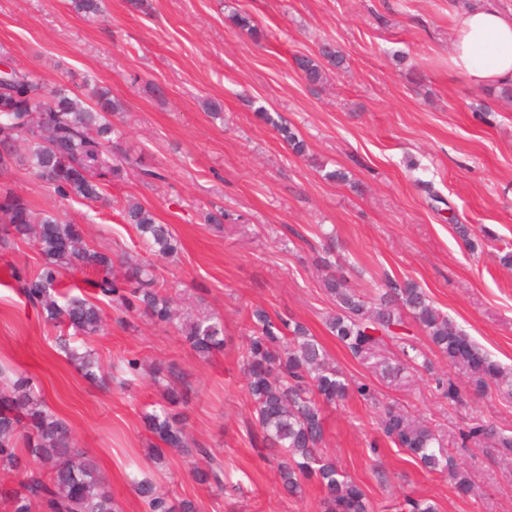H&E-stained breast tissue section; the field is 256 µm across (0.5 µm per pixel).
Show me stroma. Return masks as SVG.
Wrapping results in <instances>:
<instances>
[{
	"instance_id": "1",
	"label": "stroma",
	"mask_w": 512,
	"mask_h": 512,
	"mask_svg": "<svg viewBox=\"0 0 512 512\" xmlns=\"http://www.w3.org/2000/svg\"><path fill=\"white\" fill-rule=\"evenodd\" d=\"M86 19L71 0H0V61L26 69L48 88L110 89L125 109L115 117L132 164L125 180L97 203L64 200L31 171L10 181L33 209L82 225L86 241L112 253L141 254L135 230L107 199L132 197L170 225L181 250L155 260V271L183 283V311L203 307L224 320L226 348L198 358L169 326L109 322L82 339L101 369L135 355L149 366L175 364L186 384L189 438L213 448L241 493L217 495L198 484L187 458L150 459L143 415L161 399L149 373L126 389L83 379L53 342L54 333L10 278L33 269L27 244L0 253V363L30 373L65 419L78 447L92 453L122 512H143L127 474L132 465L163 490L197 501L199 512H322L315 481L286 494L265 458L245 389L240 350L247 312L304 323L352 379L374 384L372 405L350 395L329 407L327 450L364 489L371 512H398L405 497L432 500L438 512H512V456L460 446L473 420L512 430V398L478 394L431 354L433 371L389 382L354 359L324 325L333 301L322 286L326 262L350 285L377 299L386 279L410 280L502 366L512 369V102L499 86L474 87L448 70L460 17L456 0H104ZM252 17L261 38L235 26ZM331 42L347 67L309 85L294 66ZM221 101L224 116L204 107ZM281 113L307 153L295 155L255 111ZM162 168L143 182L139 166ZM341 168L348 183L323 178ZM230 218L223 232L204 221L213 207ZM460 390L449 401L433 375ZM438 430L469 473L476 496H459L447 474L428 472L389 442L379 452L382 406Z\"/></svg>"
}]
</instances>
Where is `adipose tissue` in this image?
<instances>
[{
    "label": "adipose tissue",
    "mask_w": 512,
    "mask_h": 512,
    "mask_svg": "<svg viewBox=\"0 0 512 512\" xmlns=\"http://www.w3.org/2000/svg\"><path fill=\"white\" fill-rule=\"evenodd\" d=\"M448 69L476 87L512 83V12L469 0L454 32Z\"/></svg>",
    "instance_id": "obj_1"
}]
</instances>
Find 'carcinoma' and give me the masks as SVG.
Listing matches in <instances>:
<instances>
[{
  "label": "carcinoma",
  "instance_id": "carcinoma-1",
  "mask_svg": "<svg viewBox=\"0 0 512 512\" xmlns=\"http://www.w3.org/2000/svg\"><path fill=\"white\" fill-rule=\"evenodd\" d=\"M72 4L86 16L103 12L102 0H72ZM345 63L342 51L331 43L323 44L316 55L295 57V67L312 86L324 83L327 68L339 70ZM123 111V102L108 89L93 87L86 102L66 89L47 88L26 70H14L0 83V175L18 164L64 200L105 199L106 183L122 181L127 174V156L120 153L119 130L112 122ZM258 113L295 154H306L305 141L281 114L262 107ZM20 141L27 145L23 156L16 152ZM109 203L118 208L123 223L135 228L150 255L173 258L178 254L177 237L168 225L158 222L150 208L133 200L122 204L113 198ZM18 239L28 241L41 256L35 270L13 271L22 294L44 322L57 329L56 346L90 382L118 378L121 386H128L136 379L141 362L135 356L125 357L113 365L109 377L97 374L92 354L81 350L75 339L102 334L104 314L93 300L63 287L67 272L95 275L93 285L122 314L117 319L120 324H129V317H144L169 325L204 360L224 349V321L208 312L179 316L173 308V286L154 275L149 261L126 257L115 262L110 253L83 242L80 225L36 212L21 193L0 189V251L13 248ZM324 288L336 305L325 318L328 332L353 358L374 361L382 376L397 379L408 369L431 370L427 353L410 334V318L448 366L465 371L475 392L495 385L512 396V378L504 368L453 319L437 310L413 281L388 280L376 302L352 289L342 275L328 274ZM248 319L251 335L240 351L246 390L261 444L277 458L283 490L296 496L302 492V481L314 480L323 493V512H370L363 488L325 452V410L352 393L377 405V391L369 383L350 382L303 323L273 316L261 307L251 309ZM388 345L396 351L393 358L380 354ZM153 380L163 389L162 402L144 415L155 439L153 458L160 459L166 451L199 458L204 466H193L192 477L215 494H223L227 490L224 468L210 449L201 444L190 447L184 420L176 411L183 402L184 377L169 364L156 368ZM379 430L420 467L446 471L459 493L475 494L455 457L435 447L438 439L431 428L386 406ZM461 440L489 443L501 455H512V435L491 424H473L461 433ZM0 472L19 478L13 488L0 486V512H35L38 508L42 512H121L94 458L76 446L69 424L36 395L34 379L5 365L0 367ZM130 485L144 512H198L194 500L170 497L137 466ZM400 510L437 512V507L429 500L407 497Z\"/></svg>",
  "mask_w": 512,
  "mask_h": 512
}]
</instances>
